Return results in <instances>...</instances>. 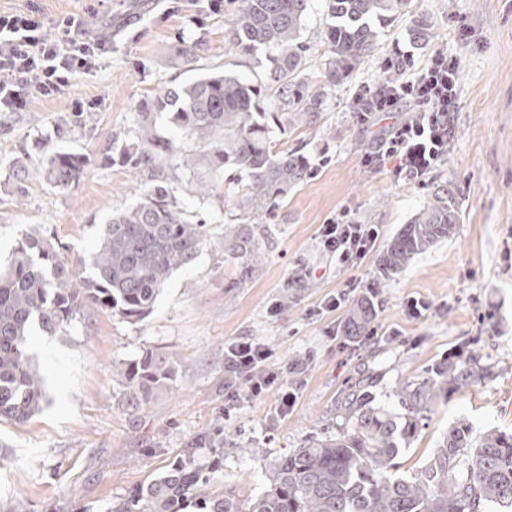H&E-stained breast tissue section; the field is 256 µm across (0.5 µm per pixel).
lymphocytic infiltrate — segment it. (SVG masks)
<instances>
[{"label": "lymphocytic infiltrate", "mask_w": 512, "mask_h": 512, "mask_svg": "<svg viewBox=\"0 0 512 512\" xmlns=\"http://www.w3.org/2000/svg\"><path fill=\"white\" fill-rule=\"evenodd\" d=\"M84 20L65 16L46 26L36 9L0 12V113L25 111L31 94L54 98L66 93L75 74L95 69L111 45L108 35L84 38ZM458 64L437 51L408 77L364 87L355 98V117L367 124L382 112L409 107L408 119L381 136L363 157L366 167L378 169L395 162L398 175L417 179L435 169L448 154L454 115L459 108ZM318 239L337 266L362 262L376 248L380 227L358 223L349 210L320 225ZM229 378L248 381L253 397L277 389L275 409L283 413L297 396L283 378L275 353L243 336L224 349Z\"/></svg>", "instance_id": "obj_1"}]
</instances>
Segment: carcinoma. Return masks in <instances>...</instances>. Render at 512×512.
Wrapping results in <instances>:
<instances>
[{
	"instance_id": "carcinoma-1",
	"label": "carcinoma",
	"mask_w": 512,
	"mask_h": 512,
	"mask_svg": "<svg viewBox=\"0 0 512 512\" xmlns=\"http://www.w3.org/2000/svg\"><path fill=\"white\" fill-rule=\"evenodd\" d=\"M311 0H238L230 19L228 50L251 55L266 48L270 70L265 83L226 68L201 75L144 102L137 141L123 146L121 161L130 171L177 159L197 173L204 194L225 173L241 182L237 206L268 210L311 175L301 149L280 150L273 130L286 131L311 112L323 110L336 89L378 48L376 22L407 7L409 0H324V25L331 45L322 65L323 83L310 90L305 45L300 41ZM433 22L418 18L409 28L416 45L435 37ZM271 98L267 112L260 101ZM166 116L179 139L159 134L156 119ZM84 155L58 151L43 161L42 175L66 189L86 173ZM460 222L453 187H440L433 199L404 225L380 257L385 276L404 270L413 258L447 238ZM209 225L194 219L159 181L140 188L139 200L103 225L92 257L93 275L80 278L60 257L64 245L42 231L18 244L0 274V420L24 423L48 402L39 364L28 351L34 329L55 335L89 309L126 321H139L154 309L161 288L174 271L193 261L207 244ZM263 255L260 234L249 224L224 225V257L239 266L240 279L252 275ZM372 319L370 301L357 304L344 325L347 336L362 335ZM488 367L476 354L458 351L436 369V377L404 383L398 396L405 413L394 416L374 404L360 386L339 410L351 420L336 436L316 438L274 462L269 489L242 509L231 490H213L224 460V426L217 421L190 443L158 478L134 491L109 512H485L492 505L512 512V434L496 429L472 436L465 420L448 427L420 474L394 478L393 460L415 436L422 413L439 393L457 391L484 378ZM176 363L152 352L122 372L123 402L137 415L153 390L176 380ZM210 448L202 464L196 449Z\"/></svg>"
}]
</instances>
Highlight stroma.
<instances>
[{"label": "stroma", "instance_id": "1", "mask_svg": "<svg viewBox=\"0 0 512 512\" xmlns=\"http://www.w3.org/2000/svg\"><path fill=\"white\" fill-rule=\"evenodd\" d=\"M208 3L0 0V12L33 4L45 22L80 15L87 35L112 33L111 52L94 71L76 75L66 95L36 96L26 111L0 114V272L20 240L39 230L60 240L62 259L78 263L79 275H87L85 262L98 247L102 225L138 200L136 184L152 182L147 172L132 179L116 160L120 148L136 140L148 96L226 63L250 80L266 81V50L228 52L233 0L216 12ZM421 16L433 21L436 37L415 49L406 29ZM379 30L377 54L327 96L322 111L278 136L281 148L302 149L314 174L271 214L238 210L234 200L241 187L232 179L200 198L188 171L174 163L163 171L177 199L209 225L210 239L196 259L173 273L144 320L129 323L91 310L67 333L36 332L30 352L52 402L25 423L0 421L1 506L106 512L161 474L218 418L224 421V465L217 484L248 501L268 487L272 462L347 426L337 402L359 378L370 380L376 405L398 415L394 387L431 378L461 346L482 356L489 375L436 401L395 458L392 475L418 473L453 421L466 420L477 436L490 428L512 433V0H410L405 13L381 22ZM302 41L316 88L330 50L323 0H312ZM191 44L197 47L194 62L175 66L176 49ZM437 50L459 64L460 107L447 157L415 180L396 178L389 166L368 169L365 151L403 115L390 112L378 115L374 126L358 125L352 111L359 85L384 81L401 60L403 75H410ZM76 100L84 102L83 111H73ZM62 149L88 162L86 175L65 190L41 174L45 157ZM108 154L109 164L103 161ZM19 160L30 174L22 200L12 177ZM448 184L460 201V223L401 273L383 276L375 253L340 269L317 247L320 224L343 208L360 223L379 225L378 245L386 247L436 187ZM228 224H257L268 232L264 260L243 283L236 263L224 257ZM296 273L306 287H289ZM344 290L352 303L373 292L370 340L342 335L347 309L318 313L326 296ZM411 296L431 302L424 318L407 313ZM283 298L287 308L270 314ZM240 336L268 345L281 362H304L292 376L297 400L287 415H274V395L250 397L242 380L233 385L237 407L225 410L224 346ZM148 350L173 357L178 376L155 390L134 426L117 372Z\"/></svg>", "mask_w": 512, "mask_h": 512}]
</instances>
